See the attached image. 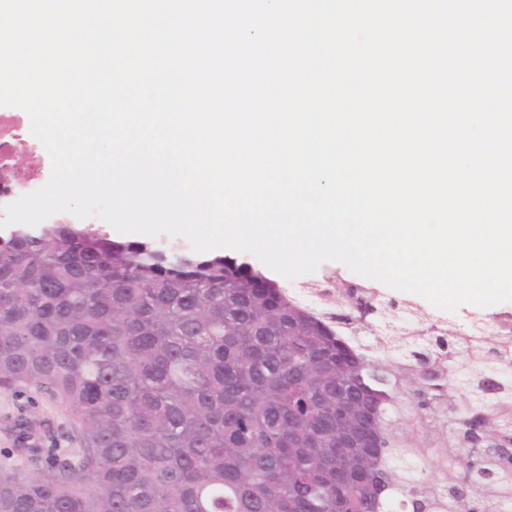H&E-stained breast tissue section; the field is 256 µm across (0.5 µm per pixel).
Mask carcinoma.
<instances>
[{
	"label": "carcinoma",
	"instance_id": "1",
	"mask_svg": "<svg viewBox=\"0 0 512 512\" xmlns=\"http://www.w3.org/2000/svg\"><path fill=\"white\" fill-rule=\"evenodd\" d=\"M396 306L350 287L313 310L224 256L14 225L0 389L61 404L80 448L1 467L0 512H512V322Z\"/></svg>",
	"mask_w": 512,
	"mask_h": 512
}]
</instances>
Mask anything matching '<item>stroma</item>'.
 Instances as JSON below:
<instances>
[{"instance_id":"35a3bbf8","label":"stroma","mask_w":512,"mask_h":512,"mask_svg":"<svg viewBox=\"0 0 512 512\" xmlns=\"http://www.w3.org/2000/svg\"><path fill=\"white\" fill-rule=\"evenodd\" d=\"M223 254L255 270L265 271L267 278L286 294L314 309L335 308L337 289L355 285L372 289L378 298L398 302L400 308L395 315L399 318L403 317V309L407 306L434 318L447 317L448 321L459 325L467 324L476 315L490 319L503 312H512V302H504L485 308L464 304L456 312L446 315L420 294L400 291L362 277L339 262H323L315 272L289 280L265 270L263 263L251 253L227 248ZM73 428L71 417L60 404L30 390H0V467L29 465L30 451L34 448L44 451L53 448L62 454L76 455L79 443L72 436Z\"/></svg>"}]
</instances>
